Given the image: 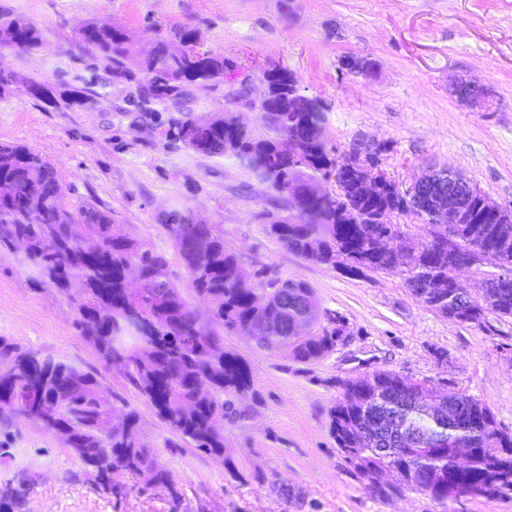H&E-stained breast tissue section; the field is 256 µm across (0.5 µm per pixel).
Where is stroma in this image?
<instances>
[{
	"instance_id": "35a3bbf8",
	"label": "stroma",
	"mask_w": 512,
	"mask_h": 512,
	"mask_svg": "<svg viewBox=\"0 0 512 512\" xmlns=\"http://www.w3.org/2000/svg\"><path fill=\"white\" fill-rule=\"evenodd\" d=\"M0 9L36 24L44 40L38 50H0V68L13 75L0 87V141L39 153L69 201L110 210L125 233L164 253L175 282H187L166 228L177 212L215 225L247 272L305 280L317 301L314 332L331 314L348 325L343 340L310 364L225 334V349L254 381L252 392L230 398L226 454L190 442L171 448L174 434L154 408L76 329L68 294L37 287L23 249H1L0 336L95 373L117 414L137 412L174 482L146 489L117 473L114 491L104 490L54 433L5 412L0 491L22 487L21 512H512V494L441 503L395 485L372 488L330 432L342 382L387 370L484 402L498 428L512 433V318L461 324L415 297L401 272L353 276L288 251L269 232L268 215L288 211L267 182L169 133L172 121L223 113L266 134L259 109L232 100L236 81L191 90L146 115L135 107L148 84L137 60L128 62L134 80H116L91 66L76 37L87 21L121 27L145 44L188 29L190 48L236 61L256 99L264 70L288 68L322 103V138L337 163L356 142L380 143V168L399 188L428 168H446L512 210V0H0ZM345 56L370 62V72L342 69ZM34 80L53 97L79 90L88 102L57 109L31 93ZM462 80L482 89L478 103L456 97Z\"/></svg>"
}]
</instances>
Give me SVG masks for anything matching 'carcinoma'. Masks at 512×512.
<instances>
[{"instance_id":"1","label":"carcinoma","mask_w":512,"mask_h":512,"mask_svg":"<svg viewBox=\"0 0 512 512\" xmlns=\"http://www.w3.org/2000/svg\"><path fill=\"white\" fill-rule=\"evenodd\" d=\"M78 33L84 54L116 78L132 80L126 61L134 54L140 57L142 70L151 76L139 99L141 112L154 111L158 103L177 102L191 86L207 90L236 66L232 59L196 51L173 55L163 39L140 48L133 36L115 26L88 22ZM0 45L30 51L43 48L44 41L34 23L0 12ZM263 76L279 98L287 96L297 82L295 73L284 67L267 70ZM262 120L269 131L265 136L224 128L222 114L212 117V125L202 134L196 121H182L176 136L195 152L247 157L248 168L280 195H300L306 174L335 178L339 192L320 203L316 222L269 213L270 234L308 260L334 264L336 256L345 255L349 262L344 270L351 275L365 269L399 268L417 298L421 289L415 283L437 279L442 287L436 292L445 306L452 305L445 242L451 233L469 238L475 232L472 225L435 224L431 215H424L421 220L431 225L433 240L398 258L386 245L379 225L368 223V217L384 209L399 210L405 193L392 182L377 199L363 198L357 185L361 158L350 166H339L330 157L322 141L323 113L264 112ZM289 147L307 162L306 174L290 168ZM0 187L5 188L0 194V248L21 240L37 270V284L64 293L78 287L75 326L81 335L108 365L122 367L169 429L198 450L224 454V417L230 409L224 396L245 394L253 387L247 365L224 348V333L266 327L267 333L260 336L262 348L288 353L304 364L320 359L336 344L339 316L328 318L333 324L329 330L305 331L317 313L302 307L313 300L312 289L303 280L268 282L269 302L257 307L259 289L253 280L263 272H246L224 245V235L212 225L197 236L191 251L183 249V240L195 234L197 225L185 219L167 225L188 274L182 287L173 282L166 256L123 232L114 224L111 211L89 202L67 201L53 167L27 146L0 142ZM480 233L485 247L512 265V245L502 248L488 224ZM502 292V304L491 309L475 305L461 322L479 325L489 313L512 317V280ZM188 293L215 302L210 321H201L186 298ZM351 396L371 408L389 410L402 425L435 439L469 440L476 453L461 472L451 473L457 495L493 496L512 490V435L497 428L487 404L455 391L443 393L439 400H423L412 380L386 370L346 381L331 411L337 447L369 484H376L380 468L397 464L404 469L405 487L444 501L447 491L437 486L432 474L437 469L448 471L452 465L446 448L383 454L350 439L347 429L359 415L348 402ZM450 399L461 408L455 421L448 419ZM3 407L55 431L74 456L95 469L109 490L116 472L135 475L149 487L171 484L169 472L150 455L137 414L129 412L119 424H112V403L102 395L96 377L74 364L0 338ZM21 506L19 492L0 494V512H19Z\"/></svg>"}]
</instances>
